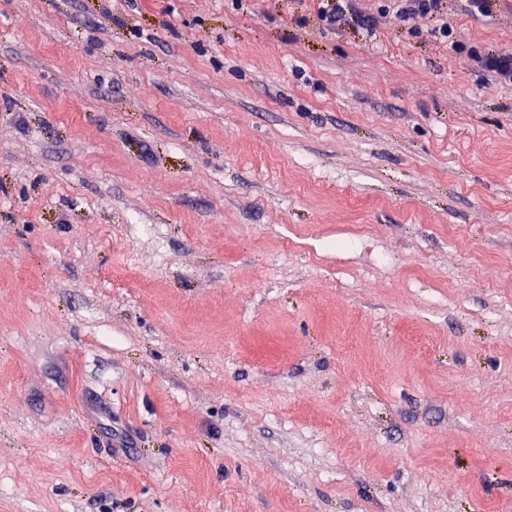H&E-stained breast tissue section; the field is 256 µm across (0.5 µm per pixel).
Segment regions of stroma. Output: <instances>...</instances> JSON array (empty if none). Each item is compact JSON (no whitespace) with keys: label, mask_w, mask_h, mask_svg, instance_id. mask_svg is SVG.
<instances>
[{"label":"stroma","mask_w":512,"mask_h":512,"mask_svg":"<svg viewBox=\"0 0 512 512\" xmlns=\"http://www.w3.org/2000/svg\"><path fill=\"white\" fill-rule=\"evenodd\" d=\"M354 7L0 0V512H512V0ZM317 4L316 17L329 29H336L354 10L353 0H312ZM378 13L381 15L395 13L397 18L408 30L415 29V22L419 17H431L439 21L433 29L436 39L448 42L451 47L462 51L464 44L457 39L453 26L448 24L447 0H381ZM483 66L500 84L512 85V53L491 52L479 55Z\"/></svg>","instance_id":"1"}]
</instances>
